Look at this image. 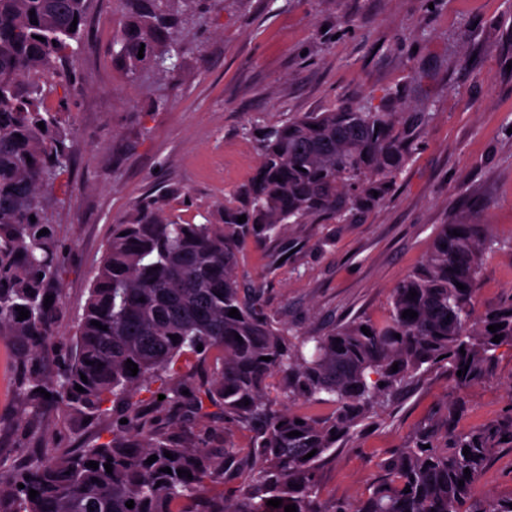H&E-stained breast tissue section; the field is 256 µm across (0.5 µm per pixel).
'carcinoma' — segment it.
I'll use <instances>...</instances> for the list:
<instances>
[{
  "label": "carcinoma",
  "instance_id": "carcinoma-1",
  "mask_svg": "<svg viewBox=\"0 0 512 512\" xmlns=\"http://www.w3.org/2000/svg\"><path fill=\"white\" fill-rule=\"evenodd\" d=\"M122 2L131 23L115 36V59L134 80L145 68L174 69L178 23L196 13V0ZM89 7L90 0H0V340L20 351L24 409L16 433L19 447H33L23 463L0 455V512H284L290 504L297 512H512V494L489 501L474 495L498 448L512 445V421L465 432L422 429L383 463L357 505L317 503L324 454L410 382L446 364L462 371L456 381L466 386L489 376L496 351L512 346V302L479 316L472 309L484 258L499 248L483 225H438L422 262L393 289L391 316L380 324L355 317L323 332L301 331L268 314L261 289L239 273V248L249 239L284 235L313 216L353 224L385 201L428 112L367 106L292 117L265 128L259 168L238 199L224 202L219 219L180 224L157 206L112 225L74 341L49 368L57 309L44 301L59 298L63 275L52 186L67 168L73 133L66 93L78 80ZM60 90L58 109H45ZM242 215L246 221L237 222ZM43 229L49 233L38 235ZM19 307L30 312L22 321ZM232 308L240 318L228 316ZM407 309L418 317H402ZM494 324L502 328L493 333ZM184 354L210 371L197 379L175 375L172 365ZM306 404L332 411L306 414ZM53 409L71 420L112 414V439L37 447ZM235 428L253 433L249 448L231 441ZM292 431L301 435L288 436ZM152 455L157 460L146 463ZM90 461L98 468L86 466ZM245 471L239 486L224 489ZM31 489L39 492L33 500ZM275 498L281 506L267 505Z\"/></svg>",
  "mask_w": 512,
  "mask_h": 512
}]
</instances>
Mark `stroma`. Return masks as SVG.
Segmentation results:
<instances>
[{
  "label": "stroma",
  "instance_id": "stroma-1",
  "mask_svg": "<svg viewBox=\"0 0 512 512\" xmlns=\"http://www.w3.org/2000/svg\"><path fill=\"white\" fill-rule=\"evenodd\" d=\"M126 17L120 0H92L67 119L76 136L53 222L64 243L58 303L67 346L114 222L149 196L170 219L202 222L257 169L259 131L301 112L362 106L427 110L411 159L388 198L354 224L314 218L287 238L247 242L239 267L269 312L318 331L390 315L393 288L428 253L436 225H487L502 248L480 273L475 314L512 298V0H200L183 22L181 66L131 80L112 59ZM17 358L0 341V451L25 461L14 423ZM512 417V347L492 374L457 388L430 369L328 454L321 505L368 496L380 466L421 428L462 431ZM112 430L52 422V445L81 447ZM512 493V447L498 449L476 485Z\"/></svg>",
  "mask_w": 512,
  "mask_h": 512
}]
</instances>
